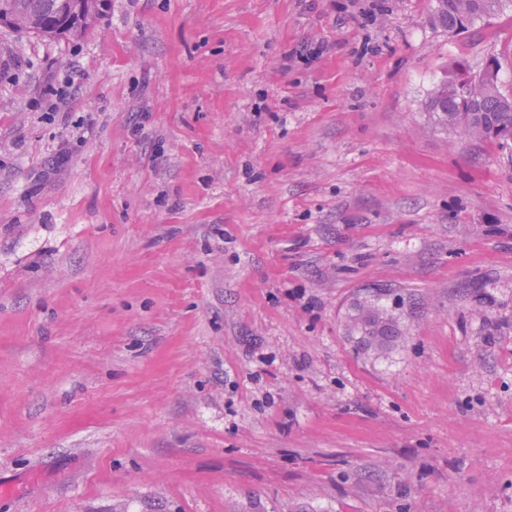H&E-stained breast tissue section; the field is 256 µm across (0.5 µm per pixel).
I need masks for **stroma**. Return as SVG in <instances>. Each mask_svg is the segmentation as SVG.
I'll use <instances>...</instances> for the list:
<instances>
[{"mask_svg":"<svg viewBox=\"0 0 512 512\" xmlns=\"http://www.w3.org/2000/svg\"><path fill=\"white\" fill-rule=\"evenodd\" d=\"M437 7L0 25V512H512V149L426 110L512 6ZM438 18L449 33L459 34L477 20L500 11L504 0H438ZM353 320L354 327L361 335L360 343L366 347H387L399 335L394 318L376 306L359 304Z\"/></svg>","mask_w":512,"mask_h":512,"instance_id":"obj_1","label":"stroma"}]
</instances>
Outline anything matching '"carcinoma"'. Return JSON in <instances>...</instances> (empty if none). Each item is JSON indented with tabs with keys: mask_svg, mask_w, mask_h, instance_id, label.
Returning a JSON list of instances; mask_svg holds the SVG:
<instances>
[{
	"mask_svg": "<svg viewBox=\"0 0 512 512\" xmlns=\"http://www.w3.org/2000/svg\"><path fill=\"white\" fill-rule=\"evenodd\" d=\"M16 8L26 17L39 22L50 21L49 38L73 32L59 22L66 18L71 0H15ZM506 0H438V18L448 32L459 34L477 20L500 11ZM438 122L459 137L475 141H493L490 133L512 135V93L501 91L497 83L487 84L484 76L469 77L467 95L452 91L434 95L427 104ZM360 343L366 347L384 348L399 335L397 323L384 310L360 304L354 317Z\"/></svg>",
	"mask_w": 512,
	"mask_h": 512,
	"instance_id": "obj_1",
	"label": "carcinoma"
}]
</instances>
